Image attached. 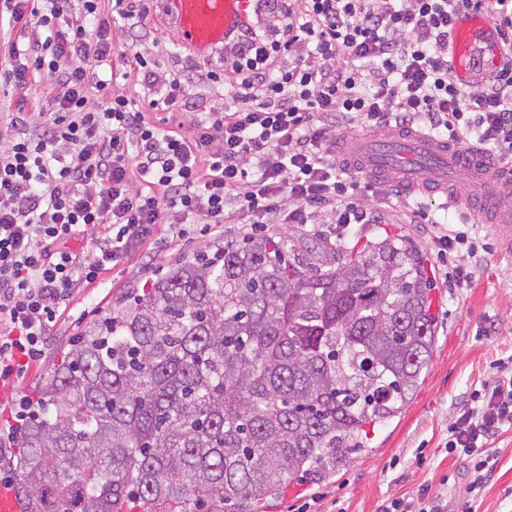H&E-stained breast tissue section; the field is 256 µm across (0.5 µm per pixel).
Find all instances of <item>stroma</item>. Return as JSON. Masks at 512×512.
<instances>
[{"label":"stroma","mask_w":512,"mask_h":512,"mask_svg":"<svg viewBox=\"0 0 512 512\" xmlns=\"http://www.w3.org/2000/svg\"><path fill=\"white\" fill-rule=\"evenodd\" d=\"M141 49L164 70H204L215 65L214 60L181 51L157 7L151 10ZM389 218L391 230L412 239L435 271L437 341L422 383L402 415L383 427L369 448L345 469L320 484L291 486L264 512H380L386 499L411 498L425 486L446 498L447 512H464L468 507L473 512H512V430L492 441L488 481L482 496L474 500L466 492L464 463L444 449L448 429L470 393L495 381L491 361L512 355V257L500 255L497 232L490 224L480 226L489 252L482 264L475 265L462 254L438 256L431 227L408 223L401 209L390 210ZM265 234L287 239L294 253L310 254L319 265L332 255L326 241L290 225H267ZM218 241L196 232L180 239H162L148 253L133 254L105 271L97 287L75 294L41 355L19 381L0 384V431L13 428L21 401L34 397L50 374L57 353L79 335L84 326L77 318L81 310L90 306L107 313L132 288L179 260L214 248ZM452 263L471 270L467 286L459 288L446 279L445 267Z\"/></svg>","instance_id":"35a3bbf8"}]
</instances>
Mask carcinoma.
<instances>
[{"label":"carcinoma","instance_id":"cac0c4a2","mask_svg":"<svg viewBox=\"0 0 512 512\" xmlns=\"http://www.w3.org/2000/svg\"><path fill=\"white\" fill-rule=\"evenodd\" d=\"M434 290L425 253L383 228L326 270L264 236L175 264L26 403L25 512L255 509L325 481L416 392Z\"/></svg>","mask_w":512,"mask_h":512}]
</instances>
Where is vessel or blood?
Returning a JSON list of instances; mask_svg holds the SVG:
<instances>
[{
    "instance_id": "1",
    "label": "vessel or blood",
    "mask_w": 512,
    "mask_h": 512,
    "mask_svg": "<svg viewBox=\"0 0 512 512\" xmlns=\"http://www.w3.org/2000/svg\"><path fill=\"white\" fill-rule=\"evenodd\" d=\"M176 42L198 58L221 51L252 17L255 0H163ZM492 18L480 11L460 16L448 41L449 66L462 83H470L476 64L492 42ZM336 154L376 186L403 184L446 197L450 207L467 215L492 212L505 255L512 256V164L487 158L465 146L452 145L408 128H394L366 144L359 135L344 134ZM465 168L477 191L462 195L454 173Z\"/></svg>"
}]
</instances>
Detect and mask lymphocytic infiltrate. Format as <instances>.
Returning <instances> with one entry per match:
<instances>
[{
	"label": "lymphocytic infiltrate",
	"mask_w": 512,
	"mask_h": 512,
	"mask_svg": "<svg viewBox=\"0 0 512 512\" xmlns=\"http://www.w3.org/2000/svg\"><path fill=\"white\" fill-rule=\"evenodd\" d=\"M224 45V102L189 124V76L157 71L112 24L147 29L145 0H0V26L44 29L27 48L0 41V89L16 100L0 120V382L41 352L62 308L108 266L155 244L161 231L223 233L293 224L329 240L381 224L399 195L373 200L336 157L337 135L407 126L512 162V0H258ZM496 24L500 56L487 79L458 82L448 34L471 9ZM121 62L120 78L102 66ZM152 89L139 105L118 80ZM45 100L31 103L33 85ZM96 234L85 256L63 244ZM493 386L450 428L445 449L466 461L470 495L483 490L488 444L512 429V355L493 361Z\"/></svg>",
	"instance_id": "1"
}]
</instances>
